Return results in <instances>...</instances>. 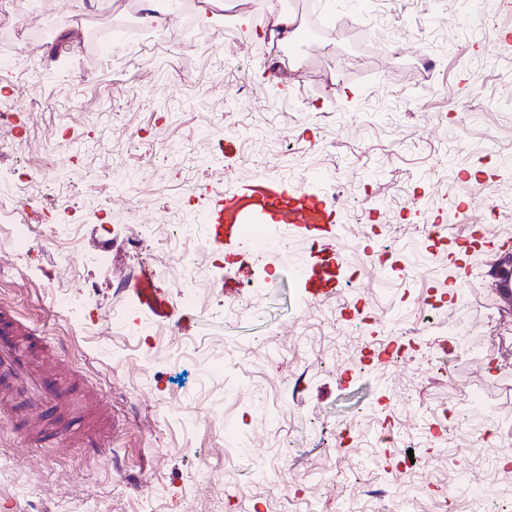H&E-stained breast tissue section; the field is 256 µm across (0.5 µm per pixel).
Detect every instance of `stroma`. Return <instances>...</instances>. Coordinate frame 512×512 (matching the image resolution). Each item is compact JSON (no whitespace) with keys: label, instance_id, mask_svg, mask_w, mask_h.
<instances>
[{"label":"stroma","instance_id":"obj_1","mask_svg":"<svg viewBox=\"0 0 512 512\" xmlns=\"http://www.w3.org/2000/svg\"><path fill=\"white\" fill-rule=\"evenodd\" d=\"M267 6L234 16L237 58L221 20L185 38L178 2L162 41L136 43L114 24L140 0H0V130L15 138L0 183L22 169L37 193L0 222V307L48 337V371H80L112 410L108 460L0 419V512H512V300L494 276L512 232L489 229L512 200V12L326 0V34L284 48L257 35ZM375 15L408 40L370 42ZM241 75L253 97L225 112ZM482 102L491 118L464 119ZM282 171L335 186L331 234L286 244L256 222L226 241L210 221L225 187ZM70 186L110 223L83 210L63 238ZM181 216L197 230L179 240ZM182 252L189 297L159 273ZM145 266L167 319L123 286ZM445 403L454 418L428 432Z\"/></svg>","mask_w":512,"mask_h":512}]
</instances>
